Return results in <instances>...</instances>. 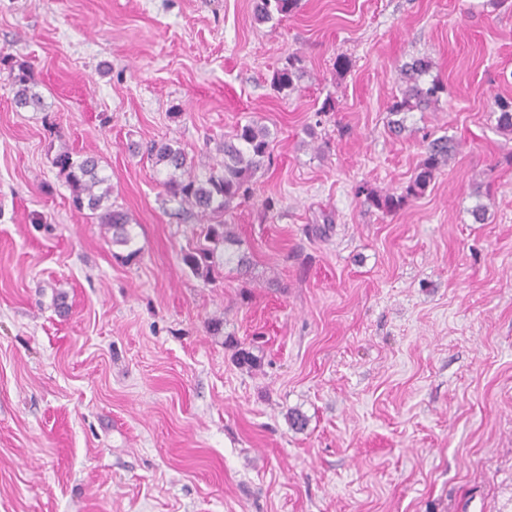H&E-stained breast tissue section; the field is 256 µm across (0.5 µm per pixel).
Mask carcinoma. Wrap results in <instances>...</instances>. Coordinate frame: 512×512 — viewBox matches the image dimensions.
<instances>
[{
  "label": "carcinoma",
  "mask_w": 512,
  "mask_h": 512,
  "mask_svg": "<svg viewBox=\"0 0 512 512\" xmlns=\"http://www.w3.org/2000/svg\"><path fill=\"white\" fill-rule=\"evenodd\" d=\"M299 0H256L255 19L265 22L277 14L291 15ZM15 86L14 103L18 108L38 109L42 106L41 96L33 90L36 85L34 70L24 62H8ZM301 59L292 54L286 64L272 77V87L281 92L293 88L294 79L300 70ZM432 63L427 57H416L401 67L404 88L390 105V112L399 115L414 110H425L438 103L444 92L443 83L434 78L428 82L422 76L429 73ZM497 128L512 134V98L499 97L495 100ZM270 133L267 128L255 123L239 125L224 141V162L221 169L211 170L201 176L186 153L171 143H161L151 148L155 165L169 172L164 182L167 195L182 205L195 209L206 222L204 243L184 255L186 266L197 276L210 281L219 267L218 250H224V263L237 262L242 267L244 257L228 251V246L237 244L233 225L226 216L234 209V202L248 199L253 195L252 179L271 155ZM452 146L447 137L432 140L426 147L424 157L414 179L399 193L376 194L368 192L365 201L376 209L394 214L402 210L411 199L421 196L435 175L448 163ZM52 165L65 179L71 190L72 205L78 211H89V218L97 220L106 231L112 232V243L128 246L132 243L129 230L130 217L123 209L110 203L112 184L110 177L101 174L99 161L87 156L76 159L68 151L57 153Z\"/></svg>",
  "instance_id": "cac0c4a2"
}]
</instances>
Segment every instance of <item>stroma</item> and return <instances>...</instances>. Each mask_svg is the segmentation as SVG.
Masks as SVG:
<instances>
[{
    "instance_id": "35a3bbf8",
    "label": "stroma",
    "mask_w": 512,
    "mask_h": 512,
    "mask_svg": "<svg viewBox=\"0 0 512 512\" xmlns=\"http://www.w3.org/2000/svg\"><path fill=\"white\" fill-rule=\"evenodd\" d=\"M419 55L447 91L395 133ZM4 57L43 106L17 108L0 63V512H512V136L492 112L512 0H300L264 23L254 0H0ZM250 121L272 138L232 218L251 270L207 282L183 262L206 222L148 149L202 173ZM444 135L422 196L366 203ZM66 150L110 176L132 247L72 207ZM300 63L301 59L296 54L288 56L286 64L277 70L272 77L271 84L274 90L281 92L293 88L294 79L300 70Z\"/></svg>"
}]
</instances>
